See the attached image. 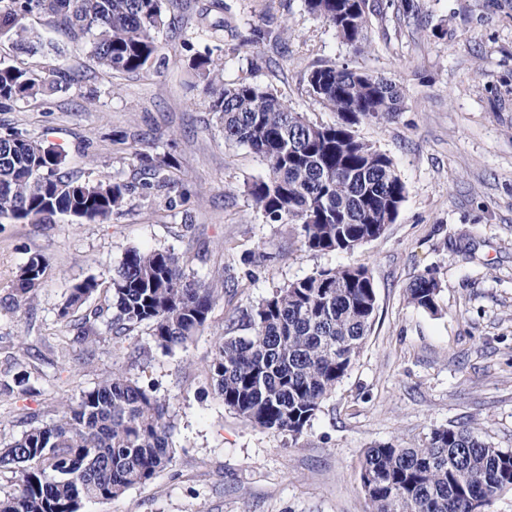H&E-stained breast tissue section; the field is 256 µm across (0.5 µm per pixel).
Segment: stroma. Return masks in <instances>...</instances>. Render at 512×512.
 Wrapping results in <instances>:
<instances>
[{"mask_svg":"<svg viewBox=\"0 0 512 512\" xmlns=\"http://www.w3.org/2000/svg\"><path fill=\"white\" fill-rule=\"evenodd\" d=\"M179 0L157 34L160 65L141 74L105 70L83 42L34 14L29 27L62 56H22L0 40V63L66 70L38 99L0 110L65 156L79 180L115 175L139 184L164 159L175 191L128 195L108 224L0 222V442L59 415L115 369L168 407L172 466L147 486L81 512H369L360 488L363 452L411 447L434 428L470 423L512 450V0H380L366 48L349 50L304 0H224V31ZM262 39L250 43L251 28ZM218 47L224 79L271 90L312 122L336 115L310 94L320 65L382 73L401 88L398 117L356 133L389 154L407 187L399 215L353 252L303 247L292 224H269L247 193L267 173L248 147L225 141L209 98L188 66L190 49ZM169 248L221 288L205 326L186 347L158 348L148 327L121 336L94 321L92 348L77 328L88 299L63 321L72 285L109 281L129 248ZM46 272L32 304L12 302L31 255ZM364 264L377 314L367 344L299 439L240 418L213 387L215 342L230 319L275 287L321 269ZM442 284L438 310L409 303L425 270Z\"/></svg>","mask_w":512,"mask_h":512,"instance_id":"obj_1","label":"stroma"}]
</instances>
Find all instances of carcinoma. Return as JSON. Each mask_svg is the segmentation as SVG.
Segmentation results:
<instances>
[{
    "mask_svg": "<svg viewBox=\"0 0 512 512\" xmlns=\"http://www.w3.org/2000/svg\"><path fill=\"white\" fill-rule=\"evenodd\" d=\"M176 0H8L0 7V39L26 55L62 54L29 30L33 13L57 19L89 57L117 72L147 71L158 60L164 5ZM359 53L371 13L369 0H305ZM190 68L210 97L227 141L243 144L267 164L266 177L247 189L266 223L298 226L300 243L318 252H353L379 238L396 219L406 184L392 158L361 139L354 126L388 122L400 111L390 78L347 65L321 66L307 77L312 94L337 114L315 124L270 91L249 82L226 84L212 51L195 52ZM67 73L0 66V107L35 100ZM62 154L26 131L0 132V220L108 224L135 186L109 176L79 181L61 173ZM162 159L140 183L150 195L172 188ZM39 255L19 268L15 306L28 305L44 275ZM171 249L130 248L107 285L90 278L73 286L62 319L99 295L97 319L112 312L117 334L143 324L165 350L184 345L208 320L218 297L212 284L187 272ZM442 286L431 270L407 287L417 308L434 313ZM377 313L374 278L364 264L322 269L273 290L243 314L246 335L225 332L210 366L224 405L273 433L299 439L365 347ZM167 406L121 372L62 404L55 420L23 431L0 448V466L18 469L15 487L0 492V512H80L88 499L111 500L149 484L173 462ZM361 486L370 512H488L512 489V452L485 441L467 423L434 428L422 444H378L364 452Z\"/></svg>",
    "mask_w": 512,
    "mask_h": 512,
    "instance_id": "obj_1",
    "label": "carcinoma"
}]
</instances>
